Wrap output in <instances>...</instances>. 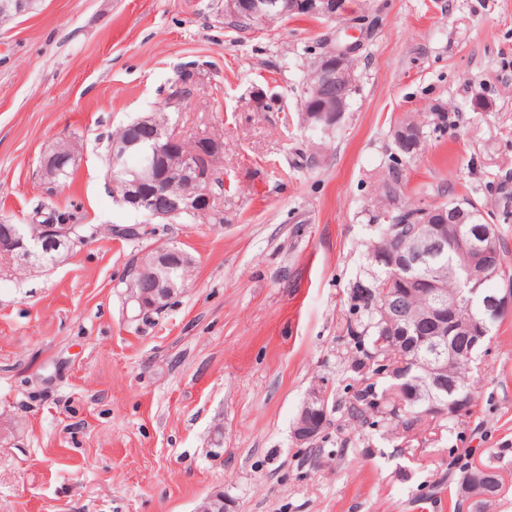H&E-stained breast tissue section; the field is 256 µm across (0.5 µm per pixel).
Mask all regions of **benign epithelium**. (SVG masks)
Returning a JSON list of instances; mask_svg holds the SVG:
<instances>
[{
  "instance_id": "benign-epithelium-1",
  "label": "benign epithelium",
  "mask_w": 512,
  "mask_h": 512,
  "mask_svg": "<svg viewBox=\"0 0 512 512\" xmlns=\"http://www.w3.org/2000/svg\"><path fill=\"white\" fill-rule=\"evenodd\" d=\"M34 0H0V13L14 17L26 14L33 9ZM338 10V0H225L224 11L233 16H245L254 23L267 21L272 15H304L323 19H333ZM354 48L331 47L315 61L311 76L303 90L304 100L315 103V108L304 113L307 126L315 129L321 123L334 124L348 108V99L356 87ZM185 96L169 97L159 111L138 120V123L153 130L154 156L169 158L168 175L159 173L153 165L144 164L137 168L127 166V157L134 143L124 138H114L110 144L112 163L111 185L121 184L123 197L120 202L130 205L158 223H169L173 217L182 213L198 212L201 209L213 211L219 198L216 186L224 185V179L218 169L219 159L223 156L224 144L221 138L200 133L188 139L168 124L166 110L179 108ZM77 150L68 143L61 142L53 146L44 160L43 174L51 183L58 182L63 167L74 159ZM180 181L184 191L174 198L166 195L170 179ZM465 212L461 209L450 212L456 222V235L448 240L444 226L429 223L428 211L420 213L419 223L429 225V229L416 236L415 245L406 253H384L374 251L371 257L375 262L394 270L399 283V292L392 295L393 301L386 302L390 309L391 325H401L405 333L416 331L420 323H400L403 319L396 298L406 291L408 286L422 279L428 259L434 253L448 249L465 253H479L485 250L489 229L479 224L463 222ZM75 232L72 224L48 222L38 225V232L26 237L15 228L8 235L0 237V253L16 256L25 266L31 259L40 257L51 247L61 246L65 239ZM191 262L184 251L176 247L156 248L146 254L137 263L129 283L132 298L143 311L156 310L165 306L178 292L173 282L166 276L171 265H186ZM472 297L479 299L482 314L466 325H459L455 318L458 299L445 300L438 289L432 290L433 307L425 320L431 326L432 339L443 343L444 337L452 333L466 336L465 347L472 350L482 344L488 334L487 317L512 308V289L494 291L481 295L478 289H470ZM405 365H395L384 358L376 361V375L391 377L400 382V387L409 402L417 399L412 390L413 381L406 380L403 372ZM431 385L438 389L447 385L448 365L439 360L427 368ZM324 396L317 391L311 394L301 410L293 427V436L301 444L313 441L323 423L315 419L325 413ZM470 403L464 397H458L445 406L431 405L425 415L435 417H459L466 413ZM232 501L222 493L207 496L196 512H231Z\"/></svg>"
}]
</instances>
